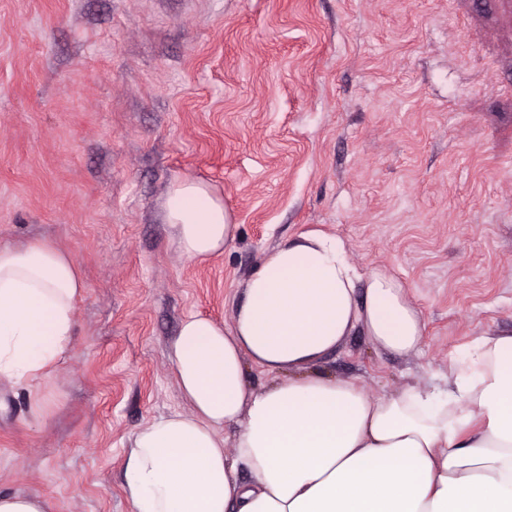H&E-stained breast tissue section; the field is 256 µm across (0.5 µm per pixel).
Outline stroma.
Listing matches in <instances>:
<instances>
[{"label": "stroma", "instance_id": "1", "mask_svg": "<svg viewBox=\"0 0 512 512\" xmlns=\"http://www.w3.org/2000/svg\"><path fill=\"white\" fill-rule=\"evenodd\" d=\"M182 178L239 226L203 262L161 218ZM315 229L424 322L407 356L354 332L327 375L390 395L512 331V0H0V243L52 242L86 285L44 416L0 385V493L129 512L132 434L190 409L183 318L232 326Z\"/></svg>", "mask_w": 512, "mask_h": 512}]
</instances>
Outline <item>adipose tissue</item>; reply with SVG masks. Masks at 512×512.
Returning a JSON list of instances; mask_svg holds the SVG:
<instances>
[{
    "label": "adipose tissue",
    "instance_id": "adipose-tissue-1",
    "mask_svg": "<svg viewBox=\"0 0 512 512\" xmlns=\"http://www.w3.org/2000/svg\"><path fill=\"white\" fill-rule=\"evenodd\" d=\"M163 220L191 260L235 237L195 179L172 185ZM84 290L52 243L0 245V381L24 386L34 413ZM357 330L407 355L423 326L405 283L359 270L320 230L266 254L231 327L187 316L170 360L191 409L134 433L122 472L132 512H512V333L478 337L442 381L373 397L317 370ZM249 363L273 382L250 385Z\"/></svg>",
    "mask_w": 512,
    "mask_h": 512
}]
</instances>
